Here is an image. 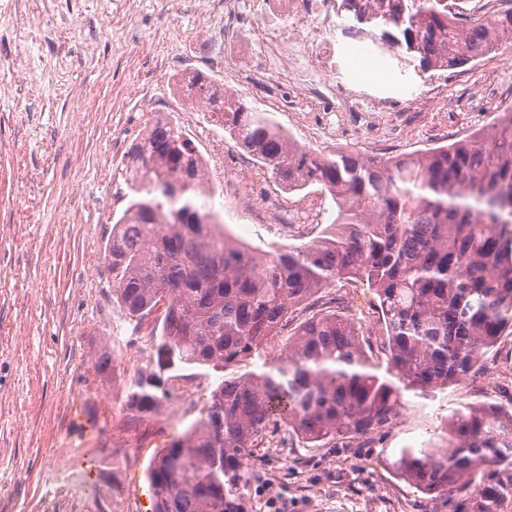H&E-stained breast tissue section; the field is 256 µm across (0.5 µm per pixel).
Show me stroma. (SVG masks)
I'll return each mask as SVG.
<instances>
[{"label":"stroma","mask_w":512,"mask_h":512,"mask_svg":"<svg viewBox=\"0 0 512 512\" xmlns=\"http://www.w3.org/2000/svg\"><path fill=\"white\" fill-rule=\"evenodd\" d=\"M259 24L283 42L281 56L269 58L265 43L253 40ZM505 51L420 75L400 73L389 56L387 83L367 85L350 62L371 59L372 42L344 34L337 14L318 43L293 18L270 14L267 0H247L227 24L196 0H0V512H154L151 461L199 417L221 379L192 367L181 383L166 382L169 398L158 411L169 421L158 433L145 432L128 403L134 376L159 368L164 312L126 317L103 248L125 206L124 155L156 116L172 119L200 153L223 148V168L209 172L213 184L237 174L258 186L266 205L299 214L285 233L256 211L223 213L233 239L269 252L316 238L336 218L318 186L283 190L200 118L180 78L210 75L272 112L312 151L385 158L490 132L496 113L512 107V70L499 62ZM328 60L334 80L315 84ZM344 92L397 116L401 131L376 144L354 128L335 144L318 138ZM375 303L356 281L323 291L318 306L343 312L383 366ZM105 353L111 363L101 371ZM509 376L512 336L487 355L480 375L403 392L382 430L354 447L315 448L278 427L251 456L248 512H481L483 489L503 488L512 470L485 472L443 495L402 479L394 464L403 449L438 442L454 411L512 404ZM63 463L81 473V500L54 488L52 472Z\"/></svg>","instance_id":"1"}]
</instances>
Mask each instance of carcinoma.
Listing matches in <instances>:
<instances>
[{"mask_svg":"<svg viewBox=\"0 0 512 512\" xmlns=\"http://www.w3.org/2000/svg\"><path fill=\"white\" fill-rule=\"evenodd\" d=\"M348 33L372 28L373 44L398 67L454 69L484 57L512 11L488 19L448 13L447 0H340ZM236 146L290 190L319 185L336 220L309 242L261 254L224 235L195 199L201 154L172 121L158 118L130 145L128 205L104 258L112 295L142 320L165 303L159 352L172 363L224 373L200 417L147 471L155 512H247L242 460L269 429L286 425L315 447L348 445L380 431L402 391L444 388L480 373L512 335V108L490 138L388 158L315 153L272 113L196 71L179 83ZM377 296L387 374L366 355L352 321L315 313L295 327L285 357L238 374L237 364L278 335L297 307L338 281ZM156 373L140 374L130 398L149 408ZM445 447L402 450L396 472L448 494L464 476L512 467V411L468 406L448 417Z\"/></svg>","mask_w":512,"mask_h":512,"instance_id":"1","label":"carcinoma"}]
</instances>
